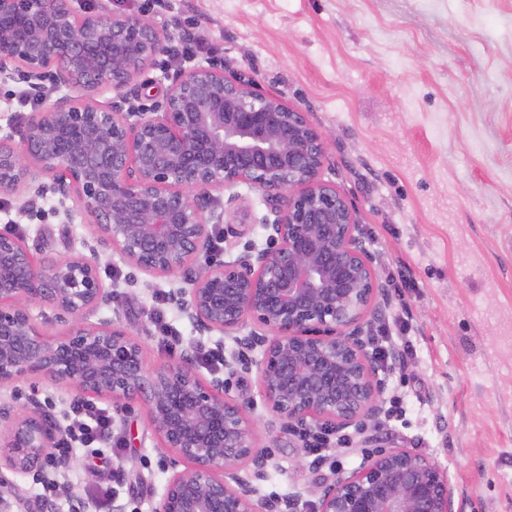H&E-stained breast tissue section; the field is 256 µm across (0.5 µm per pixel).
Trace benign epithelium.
I'll use <instances>...</instances> for the list:
<instances>
[{"label": "benign epithelium", "instance_id": "1", "mask_svg": "<svg viewBox=\"0 0 512 512\" xmlns=\"http://www.w3.org/2000/svg\"><path fill=\"white\" fill-rule=\"evenodd\" d=\"M166 41L142 17L80 12L73 0H0V76L22 72L39 99L48 82L85 97L32 113L21 146L0 141V193L72 200L92 218L96 245L138 271L176 276L212 251L222 194L258 191L270 212L266 246L196 268L193 287L173 300L201 334L237 344L227 373L257 368L268 430L358 432L383 410L368 346L391 292L349 200L320 178L325 134L254 79L211 67L172 76L160 112L96 101L103 89H128ZM108 299L92 259L38 266L24 238L0 235V386L34 379L21 409L0 406V463L42 477L61 443L40 399L48 382L73 389L74 405L145 404L173 471L154 512H290L289 500L262 490L272 456L257 441L256 403L230 396L219 371L200 377L195 350L148 366L119 319L88 322ZM33 304L57 311L68 332L47 340ZM314 495L316 512H457L447 472L413 448L339 468Z\"/></svg>", "mask_w": 512, "mask_h": 512}]
</instances>
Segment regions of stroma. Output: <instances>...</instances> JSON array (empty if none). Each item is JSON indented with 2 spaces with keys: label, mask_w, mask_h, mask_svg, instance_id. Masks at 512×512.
I'll list each match as a JSON object with an SVG mask.
<instances>
[{
  "label": "stroma",
  "mask_w": 512,
  "mask_h": 512,
  "mask_svg": "<svg viewBox=\"0 0 512 512\" xmlns=\"http://www.w3.org/2000/svg\"><path fill=\"white\" fill-rule=\"evenodd\" d=\"M144 16L171 40L135 82L139 107L163 102L168 76L215 65L253 77L326 133L325 181L353 203L392 304L379 325L402 356L382 367L386 399L405 417L371 419L348 445L295 463L297 437L269 432L264 493L315 512L312 489L359 466L378 446L414 448L445 469L459 512H512V0H79ZM214 235L228 261L263 245L267 209L236 190ZM12 227L43 262L96 261L110 298L93 320L119 317L148 365L183 348L210 351L171 302L185 277L134 272L110 249L90 252L93 226L49 195L0 194ZM123 441L100 458L76 446L69 470L39 483L0 465V496L14 512H94L111 488L126 512H153L171 474L145 406L104 401Z\"/></svg>",
  "instance_id": "obj_1"
}]
</instances>
